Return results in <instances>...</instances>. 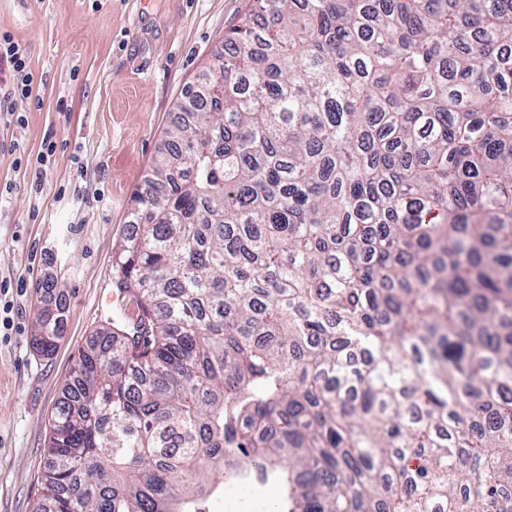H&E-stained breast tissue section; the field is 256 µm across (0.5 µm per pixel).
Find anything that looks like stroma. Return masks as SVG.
<instances>
[{
    "label": "stroma",
    "instance_id": "35a3bbf8",
    "mask_svg": "<svg viewBox=\"0 0 512 512\" xmlns=\"http://www.w3.org/2000/svg\"><path fill=\"white\" fill-rule=\"evenodd\" d=\"M249 0H0V38L24 51L32 93L18 115L0 60V512H34L49 424L81 347L108 318L112 256L134 191L176 104L213 62ZM56 144L46 166L37 158ZM53 279L61 338L36 352L33 321Z\"/></svg>",
    "mask_w": 512,
    "mask_h": 512
}]
</instances>
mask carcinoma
<instances>
[{
    "mask_svg": "<svg viewBox=\"0 0 512 512\" xmlns=\"http://www.w3.org/2000/svg\"><path fill=\"white\" fill-rule=\"evenodd\" d=\"M179 102L35 512H512V0H252ZM43 304L33 345L51 355ZM251 507L244 508L242 493L234 484H220L207 499L209 512H250Z\"/></svg>",
    "mask_w": 512,
    "mask_h": 512,
    "instance_id": "cac0c4a2",
    "label": "carcinoma"
}]
</instances>
